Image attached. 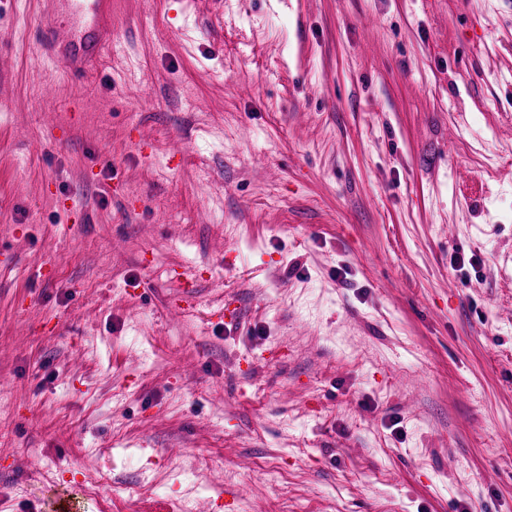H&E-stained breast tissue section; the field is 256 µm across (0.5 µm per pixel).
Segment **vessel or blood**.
<instances>
[{"mask_svg":"<svg viewBox=\"0 0 512 512\" xmlns=\"http://www.w3.org/2000/svg\"><path fill=\"white\" fill-rule=\"evenodd\" d=\"M35 31L42 55L70 80H83L112 47V0H39Z\"/></svg>","mask_w":512,"mask_h":512,"instance_id":"1","label":"vessel or blood"}]
</instances>
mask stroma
I'll return each mask as SVG.
<instances>
[{"mask_svg":"<svg viewBox=\"0 0 512 512\" xmlns=\"http://www.w3.org/2000/svg\"><path fill=\"white\" fill-rule=\"evenodd\" d=\"M19 2L0 512H512V0ZM45 22L35 40L41 54L72 81L83 80L112 49V0H40Z\"/></svg>","mask_w":512,"mask_h":512,"instance_id":"obj_1","label":"stroma"}]
</instances>
